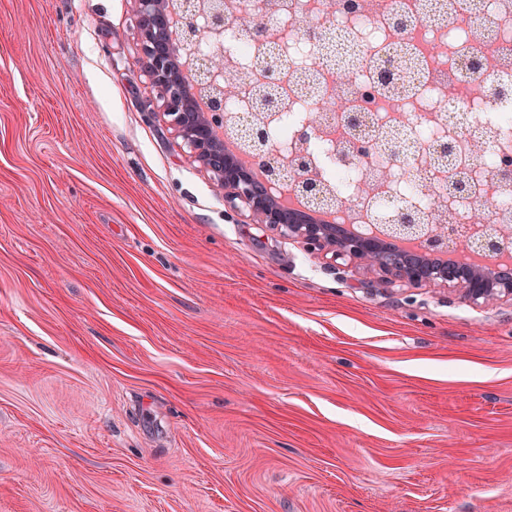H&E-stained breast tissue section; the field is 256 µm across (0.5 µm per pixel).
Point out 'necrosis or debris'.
Masks as SVG:
<instances>
[{
    "instance_id": "4bbe7bcc",
    "label": "necrosis or debris",
    "mask_w": 512,
    "mask_h": 512,
    "mask_svg": "<svg viewBox=\"0 0 512 512\" xmlns=\"http://www.w3.org/2000/svg\"><path fill=\"white\" fill-rule=\"evenodd\" d=\"M277 2L268 17L275 37L266 45L231 26L222 41L200 39L183 59L194 69L220 48L227 69L255 80L263 57L280 62L272 163L289 156L296 130L314 118L324 133L306 152L336 197V223L374 235L403 199L433 212L446 200L449 181L468 176L470 192L449 211V223L494 228L512 218V177L499 175L512 146V0H361L353 14L326 8L325 0ZM310 26L355 36L356 64L341 69L309 39ZM386 65L412 71L411 95L380 86L377 73ZM349 112L363 114L371 133L398 129V157L380 149L340 159L339 140L326 130ZM444 142L454 160L441 166L435 158ZM382 173L388 179L381 192L359 197V188Z\"/></svg>"
}]
</instances>
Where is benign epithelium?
<instances>
[{"instance_id": "7a95c632", "label": "benign epithelium", "mask_w": 512, "mask_h": 512, "mask_svg": "<svg viewBox=\"0 0 512 512\" xmlns=\"http://www.w3.org/2000/svg\"><path fill=\"white\" fill-rule=\"evenodd\" d=\"M136 26L140 38L144 69L151 87L156 92V106L167 118L169 127L182 140L189 154L200 163L211 180L224 192V205L232 211L245 209L256 224H266L282 236L299 240L307 251L323 254L330 260L349 261L379 275L386 285L398 282L415 288L443 284L457 289L461 296L473 303L498 297L512 299V275L497 272V257L501 245L491 234L466 241L483 250L488 258L485 266L470 268L434 261L435 249L448 245L455 236L451 224L435 221L426 223L428 216L401 209L395 221L386 225L385 232L373 237L349 235L337 224H322L297 217L281 209L265 190L257 188L251 176L229 156L224 140L230 135L224 113V98L237 91V82L227 77L223 83L215 81L224 71V56L213 55L205 67L197 72V81L188 82L173 53L168 31L175 11L181 13L182 44L186 49L199 41L203 34L217 37L224 31L229 15L224 11V0H133ZM209 20V27L201 29L197 17ZM244 33L254 41L269 39V28L261 16L253 18ZM256 111L250 113L244 124V136H235L243 149L262 165L274 150L268 140V113L263 84L253 86ZM364 117L353 113L347 118L344 143L354 146L361 155L368 148L359 141ZM320 132L318 126L298 132L297 146L290 159L289 172L295 189L316 205L333 203V195L321 182L305 152L307 141ZM412 239L417 252L409 254L389 248L386 239Z\"/></svg>"}]
</instances>
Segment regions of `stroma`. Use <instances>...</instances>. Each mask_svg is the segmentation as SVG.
<instances>
[{
	"label": "stroma",
	"instance_id": "obj_1",
	"mask_svg": "<svg viewBox=\"0 0 512 512\" xmlns=\"http://www.w3.org/2000/svg\"><path fill=\"white\" fill-rule=\"evenodd\" d=\"M132 0H0V512H512V300L225 209Z\"/></svg>",
	"mask_w": 512,
	"mask_h": 512
}]
</instances>
